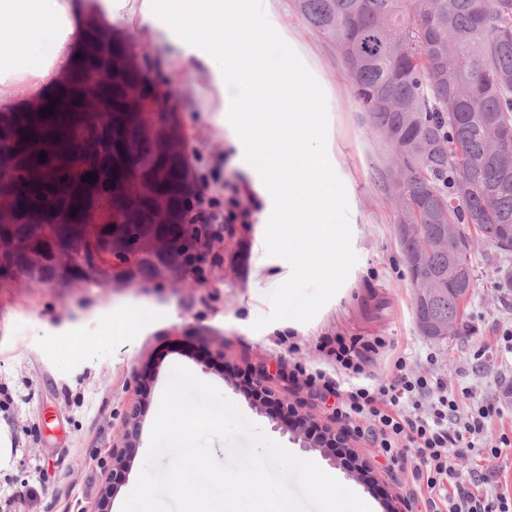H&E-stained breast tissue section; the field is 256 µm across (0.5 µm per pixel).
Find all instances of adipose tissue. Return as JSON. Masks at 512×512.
I'll use <instances>...</instances> for the list:
<instances>
[{"mask_svg": "<svg viewBox=\"0 0 512 512\" xmlns=\"http://www.w3.org/2000/svg\"><path fill=\"white\" fill-rule=\"evenodd\" d=\"M168 2L169 15L199 14L212 31L204 35L189 25L172 31L158 0H0V108L11 107L18 85L46 101L61 78L79 68L88 17L109 24L121 16L149 26L157 47L180 48L181 68L201 65L214 76L234 160L265 202L256 249L286 256L278 282L294 283L313 265L335 270L349 249L340 220L350 197L327 128L305 110L314 91L305 59L283 36L255 35L259 17L225 29L223 0Z\"/></svg>", "mask_w": 512, "mask_h": 512, "instance_id": "adipose-tissue-1", "label": "adipose tissue"}]
</instances>
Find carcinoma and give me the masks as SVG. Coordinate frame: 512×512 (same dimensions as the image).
Returning <instances> with one entry per match:
<instances>
[{"instance_id": "cac0c4a2", "label": "carcinoma", "mask_w": 512, "mask_h": 512, "mask_svg": "<svg viewBox=\"0 0 512 512\" xmlns=\"http://www.w3.org/2000/svg\"><path fill=\"white\" fill-rule=\"evenodd\" d=\"M311 26L336 42L349 73L355 102L390 144L395 168L391 200L398 227L417 222L425 232L448 239V247L426 249L421 237L398 233L415 288V317L431 339L440 326L456 321L467 298L448 290L462 275L474 287L469 238L463 224L500 254L512 252V0H296ZM118 84L98 78L96 56L64 77L52 90L57 100L51 121L31 116L24 163L50 161L52 173L22 188L13 200L17 222L0 224V237L25 240L31 225L25 212L47 205L57 218L58 236L83 233L88 221L108 224L99 196L82 188L70 171L78 139L96 136L116 155L112 180L128 168L152 184L139 198V212L150 219L182 205L176 186L188 175L185 159H168L141 142L129 147L130 121L123 104L99 112L95 100L117 96ZM172 243L211 237L216 229L196 224L184 213L182 224L149 225ZM40 267L16 257L17 280L56 284L54 255ZM160 255L145 254L129 279H153ZM204 256L183 246L173 275L201 268Z\"/></svg>"}]
</instances>
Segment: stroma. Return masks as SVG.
I'll return each instance as SVG.
<instances>
[{"instance_id":"35a3bbf8","label":"stroma","mask_w":512,"mask_h":512,"mask_svg":"<svg viewBox=\"0 0 512 512\" xmlns=\"http://www.w3.org/2000/svg\"><path fill=\"white\" fill-rule=\"evenodd\" d=\"M242 14L265 11L273 28L291 38L310 64L317 90L307 105L329 129L339 173L352 196L341 221L355 237L344 267L335 275L340 294L327 293L316 271L301 274L294 288L273 279L278 254L255 250L262 220L253 204L246 223L230 225L223 242L207 253L201 273L184 274V286L169 280L135 279L118 288L0 287V387L12 398L0 411L11 442L0 460V491L12 497L10 512H121L145 462L159 400L174 365L212 383L270 439L294 455L331 469L339 481L370 498L375 512L403 499L406 473L367 436H353L351 451L369 471V482L350 473V458L329 461L321 449L302 447L285 432L275 404L253 401L252 382L269 373L265 386L294 403L320 428H342L333 398L292 382L294 363L326 368L318 346L341 336L387 346L366 363L368 375L391 381L399 375L438 377L460 390L461 411L494 403L512 387V354L504 332L512 329V288L502 271L512 255L475 240L476 286L455 329L440 340L422 336L414 314V289L403 263L396 214L386 184L391 148L374 132L354 102L343 57L335 42L301 15L296 0H241ZM155 85L170 95L185 139L198 155L192 181L219 176L229 190L249 188L233 163L229 133L218 121L221 98L206 68H178V52L156 56ZM130 318L123 336L112 322ZM404 357V371L394 361ZM139 408L136 438L126 416ZM132 445L121 480L112 478V452Z\"/></svg>"}]
</instances>
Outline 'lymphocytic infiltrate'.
<instances>
[{
	"mask_svg": "<svg viewBox=\"0 0 512 512\" xmlns=\"http://www.w3.org/2000/svg\"><path fill=\"white\" fill-rule=\"evenodd\" d=\"M215 192L210 182L202 183L194 213L197 222L221 227L248 214L249 202L237 198L226 208ZM295 372L312 392L334 394L337 417L348 421L355 433L370 437L383 456L409 462L413 481L409 496L425 491L447 512H512V483L485 475L477 466L487 452L484 438L491 423L501 417V408L480 405L459 418L457 391L438 378L351 382L342 388L324 371L310 372L299 365ZM487 453L496 458L512 456V437L500 435ZM460 459L470 463L469 473L457 467Z\"/></svg>",
	"mask_w": 512,
	"mask_h": 512,
	"instance_id": "1",
	"label": "lymphocytic infiltrate"
}]
</instances>
